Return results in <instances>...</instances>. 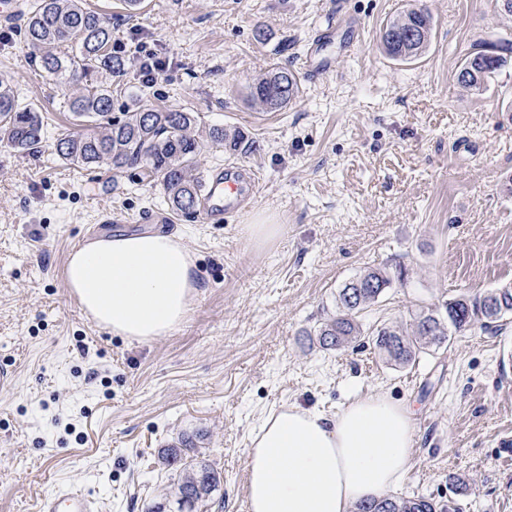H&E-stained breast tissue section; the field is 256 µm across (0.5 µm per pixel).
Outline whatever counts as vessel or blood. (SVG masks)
<instances>
[{
	"mask_svg": "<svg viewBox=\"0 0 512 512\" xmlns=\"http://www.w3.org/2000/svg\"><path fill=\"white\" fill-rule=\"evenodd\" d=\"M256 190L257 181L251 175L228 179L220 171L207 174L201 184L197 215L205 224L222 223L225 216L240 212ZM40 512H96V506L88 494L60 487L42 498Z\"/></svg>",
	"mask_w": 512,
	"mask_h": 512,
	"instance_id": "obj_1",
	"label": "vessel or blood"
}]
</instances>
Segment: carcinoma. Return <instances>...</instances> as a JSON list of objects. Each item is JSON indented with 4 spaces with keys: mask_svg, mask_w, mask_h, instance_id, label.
Segmentation results:
<instances>
[{
    "mask_svg": "<svg viewBox=\"0 0 512 512\" xmlns=\"http://www.w3.org/2000/svg\"><path fill=\"white\" fill-rule=\"evenodd\" d=\"M432 17L423 6L406 10L383 26L381 43L394 60L414 62L426 51L432 36ZM26 43L36 53L44 73L67 84L75 77L86 80L71 96V112L93 131L67 135L57 141L56 151L78 166L105 164L114 171L144 163L157 176L171 208L184 215L196 213L200 180L196 174L204 142L239 148L242 136L222 127L197 133L193 112L136 108L112 119V91L99 82L103 72L113 77L126 74L127 61L112 51V29L99 13L84 7V0H36L27 13ZM512 61V42H483L463 60L458 81L479 92L487 81ZM298 93L295 74L286 67L261 75L250 89L253 103L267 111H280ZM44 123L35 107L21 105L11 79L0 74V141L19 151L32 150L43 137ZM393 282L381 268L368 269L339 289L336 312L316 332V342L326 350H342L362 335L360 317L378 302ZM512 315V286L504 285L484 294H461L436 308L416 312L410 330L381 325L370 332L374 347L386 363L407 366L422 354L443 347L457 332L478 322L496 328ZM163 463L180 470L173 494L178 512H194L209 499L223 477L206 460L193 454L192 442L163 450ZM356 512H436L434 503L419 498H383L359 503Z\"/></svg>",
    "mask_w": 512,
    "mask_h": 512,
    "instance_id": "obj_1",
    "label": "carcinoma"
}]
</instances>
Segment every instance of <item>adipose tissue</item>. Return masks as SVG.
Masks as SVG:
<instances>
[{"instance_id": "obj_1", "label": "adipose tissue", "mask_w": 512, "mask_h": 512, "mask_svg": "<svg viewBox=\"0 0 512 512\" xmlns=\"http://www.w3.org/2000/svg\"><path fill=\"white\" fill-rule=\"evenodd\" d=\"M64 278L89 319L130 340L168 335L198 295L187 247L161 232L88 240L70 252ZM414 445L413 410L380 392L331 418L280 407L246 451L248 512H354L405 480Z\"/></svg>"}]
</instances>
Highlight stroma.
Wrapping results in <instances>:
<instances>
[{"label": "stroma", "mask_w": 512, "mask_h": 512, "mask_svg": "<svg viewBox=\"0 0 512 512\" xmlns=\"http://www.w3.org/2000/svg\"><path fill=\"white\" fill-rule=\"evenodd\" d=\"M112 25L128 73L112 84L127 108L197 113L201 127L239 130L238 151L206 145L200 173L237 164L259 189L220 224L171 209L145 165L66 163L76 129L70 89L34 65L24 20L0 24V72L44 119L38 152L0 142V512H37L65 485L99 512H177L165 448L192 438L224 480L195 512H248L245 450L275 408L325 416L383 390L414 411L416 442L399 496L450 512H512V319L480 326L413 364L392 366L370 337L342 353L311 332L339 288L369 268L403 270L365 326H406L419 307L512 284V67L472 92L457 76L481 42L512 39L501 0H421L433 16L425 54L391 60L386 22L411 0H86ZM362 28L357 52L337 29L321 55L333 73L307 79L318 26ZM162 69L140 70L142 48ZM285 66L300 92L263 112L249 92ZM269 216V241L243 227ZM128 233L181 237L200 295L174 332L139 342L89 321L64 279L70 251L103 220Z\"/></svg>", "instance_id": "1"}]
</instances>
